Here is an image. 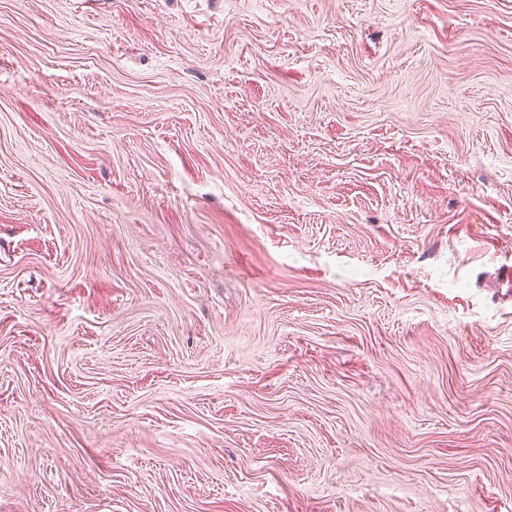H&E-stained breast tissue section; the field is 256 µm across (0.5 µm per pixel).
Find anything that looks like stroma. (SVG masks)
<instances>
[{
	"label": "stroma",
	"mask_w": 512,
	"mask_h": 512,
	"mask_svg": "<svg viewBox=\"0 0 512 512\" xmlns=\"http://www.w3.org/2000/svg\"><path fill=\"white\" fill-rule=\"evenodd\" d=\"M512 0H0V512H512Z\"/></svg>",
	"instance_id": "35a3bbf8"
}]
</instances>
